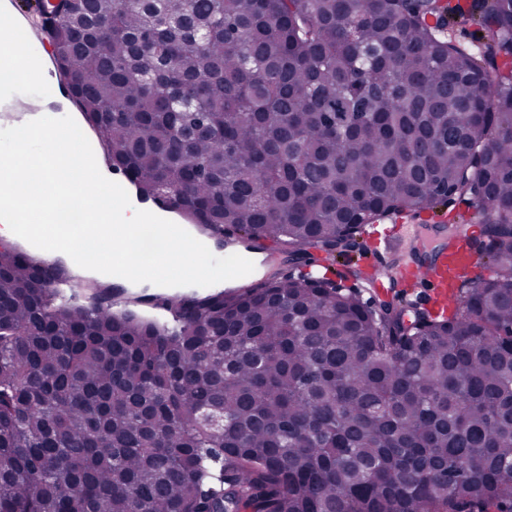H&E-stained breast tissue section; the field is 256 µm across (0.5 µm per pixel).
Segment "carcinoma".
I'll return each instance as SVG.
<instances>
[{
  "instance_id": "cac0c4a2",
  "label": "carcinoma",
  "mask_w": 512,
  "mask_h": 512,
  "mask_svg": "<svg viewBox=\"0 0 512 512\" xmlns=\"http://www.w3.org/2000/svg\"><path fill=\"white\" fill-rule=\"evenodd\" d=\"M87 2L56 38L112 168L288 267L160 321L0 245V512H512V0ZM450 194L495 243L451 314L301 272Z\"/></svg>"
}]
</instances>
